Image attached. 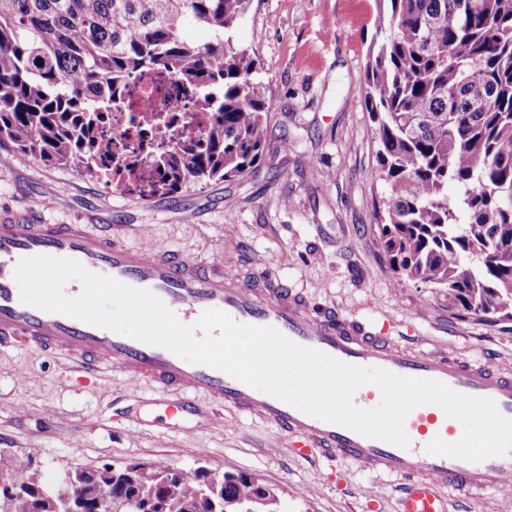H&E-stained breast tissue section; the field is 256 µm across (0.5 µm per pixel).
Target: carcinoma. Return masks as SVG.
<instances>
[{
    "mask_svg": "<svg viewBox=\"0 0 512 512\" xmlns=\"http://www.w3.org/2000/svg\"><path fill=\"white\" fill-rule=\"evenodd\" d=\"M252 0H0V143L43 165L93 175L112 160L100 137L127 82L171 76L197 96L198 123L112 174L143 197L202 180H231L266 159L265 89L229 32ZM379 37L359 91L376 125L379 177L389 187L377 223L397 282L442 293L448 309L512 321V0H381ZM187 20L211 30L191 41ZM90 87L97 103L84 95ZM459 187L448 202V184ZM129 463L117 481L85 480L91 500L138 498L147 512H241L258 495L226 472L222 497L197 469ZM8 512H51L27 492Z\"/></svg>",
    "mask_w": 512,
    "mask_h": 512,
    "instance_id": "1",
    "label": "carcinoma"
}]
</instances>
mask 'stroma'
Listing matches in <instances>:
<instances>
[{"label": "stroma", "instance_id": "obj_1", "mask_svg": "<svg viewBox=\"0 0 512 512\" xmlns=\"http://www.w3.org/2000/svg\"><path fill=\"white\" fill-rule=\"evenodd\" d=\"M377 0H253L233 37L256 64L267 110V158L233 181H201L144 199L73 167H46L0 147V219L128 225L125 243L241 268H270L316 309L376 322L407 349L440 350L512 369V322L449 312L421 283H396L377 226L386 188L377 135L357 85L375 35ZM197 221L186 224L184 212ZM173 393L129 394L113 370L87 381L56 356L0 349V461L57 475L105 463L245 473L276 489L288 512H398V477L332 465L296 440L208 400L180 413ZM333 478L324 483L321 469ZM448 512H512V487L445 493Z\"/></svg>", "mask_w": 512, "mask_h": 512}]
</instances>
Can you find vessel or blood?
Here are the masks:
<instances>
[{
	"label": "vessel or blood",
	"instance_id": "1",
	"mask_svg": "<svg viewBox=\"0 0 512 512\" xmlns=\"http://www.w3.org/2000/svg\"><path fill=\"white\" fill-rule=\"evenodd\" d=\"M123 235L120 226L94 231L84 224L1 220L0 348L65 354L76 358L79 371L88 376L103 369L119 370L130 392L148 385L176 392L181 410L204 395L297 435L303 455L343 458L367 471L408 477L400 512H446L439 493L443 487L471 491L512 482V450L481 462L426 452L434 438L454 443L462 436L458 420L439 406L426 404L409 413L404 429L410 445L403 449L309 416L222 371L184 361L166 348L22 301L14 279L21 259H73L91 273L150 290L184 324H194L205 310L218 309L242 324L274 327L292 341L348 364L433 379L459 393L492 399L503 416L512 418V378L491 365L458 362L433 350L406 354L360 323L332 311H312L268 271L246 277L220 263L127 246Z\"/></svg>",
	"mask_w": 512,
	"mask_h": 512
}]
</instances>
